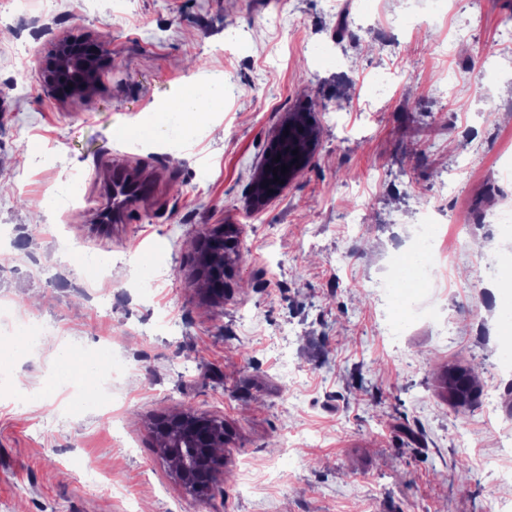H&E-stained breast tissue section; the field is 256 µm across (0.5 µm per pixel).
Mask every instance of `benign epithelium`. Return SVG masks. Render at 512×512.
Returning <instances> with one entry per match:
<instances>
[{
  "mask_svg": "<svg viewBox=\"0 0 512 512\" xmlns=\"http://www.w3.org/2000/svg\"><path fill=\"white\" fill-rule=\"evenodd\" d=\"M110 66L112 52L108 42L66 35L49 43L40 74L51 94L60 100H69L86 96L100 80L103 70ZM303 116L305 125L301 126L293 115H288L270 142L274 149L286 147L289 154L298 150V161L290 162L288 172L279 175L283 183L270 186L275 194L288 187L312 159L314 143L309 129L314 122L311 114L305 112ZM299 129L303 140L285 143V136ZM230 233L238 234V225L218 224L203 236L198 251L201 266L208 268L219 263L224 275H229L230 267L222 264L224 251L217 252L214 247L220 242L231 245L232 241L227 239ZM155 430L163 436L162 456L177 460L175 476L180 485L195 497L212 491L224 466V457L216 448L232 440V430L224 419L185 409L170 419L159 421Z\"/></svg>",
  "mask_w": 512,
  "mask_h": 512,
  "instance_id": "7a95c632",
  "label": "benign epithelium"
}]
</instances>
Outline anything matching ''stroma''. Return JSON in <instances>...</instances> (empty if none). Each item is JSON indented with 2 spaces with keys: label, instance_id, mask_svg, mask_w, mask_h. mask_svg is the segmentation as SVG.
Segmentation results:
<instances>
[{
  "label": "stroma",
  "instance_id": "stroma-1",
  "mask_svg": "<svg viewBox=\"0 0 512 512\" xmlns=\"http://www.w3.org/2000/svg\"><path fill=\"white\" fill-rule=\"evenodd\" d=\"M62 34L110 42L112 66L85 98L40 81ZM452 83H444L447 73ZM231 79L237 95L179 145L143 129L192 84ZM386 77L389 91L373 87ZM312 108L309 166L261 209L254 176L287 113ZM120 158L156 180L129 223L100 228ZM512 0H483L437 24L403 0H56L0 16V303L42 325L0 381V512H489L512 500L482 460L512 427V377L485 262L512 263L487 212L512 202ZM83 173L82 208L49 200ZM461 236L438 291L451 321L399 340L373 293L424 206ZM363 221L347 223L352 210ZM240 227L224 298L210 299L197 251L210 225ZM106 257L103 282L79 262ZM110 345L133 372L114 381L125 442L100 410L71 411L51 386L55 352ZM299 373L279 376L283 358ZM473 368L494 412L440 398L448 365ZM223 417L233 440L208 499L190 498L153 422L184 408ZM291 451L281 452L278 436ZM472 446L462 452L458 436Z\"/></svg>",
  "mask_w": 512,
  "mask_h": 512
}]
</instances>
